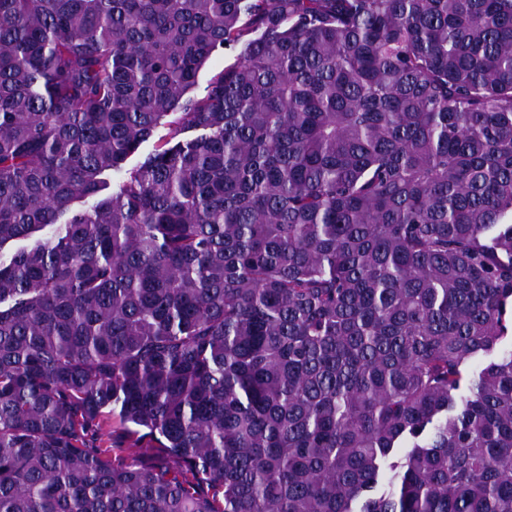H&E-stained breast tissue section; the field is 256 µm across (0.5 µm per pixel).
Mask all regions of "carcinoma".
Here are the masks:
<instances>
[{
  "label": "carcinoma",
  "instance_id": "1",
  "mask_svg": "<svg viewBox=\"0 0 512 512\" xmlns=\"http://www.w3.org/2000/svg\"><path fill=\"white\" fill-rule=\"evenodd\" d=\"M29 238L0 512H512V0H0ZM237 53L238 51L236 50L224 49L222 52L213 54L200 70L193 93L196 95L204 94L210 80L224 71V67L232 64L236 59ZM170 129L168 125L159 126L151 137L143 141L138 149L122 164L121 170H112L101 176L104 182H106L107 188L102 191V195H106L114 190L117 184L124 178L125 174L132 169L137 168L141 163L151 155L156 146L163 140L170 138Z\"/></svg>",
  "mask_w": 512,
  "mask_h": 512
}]
</instances>
